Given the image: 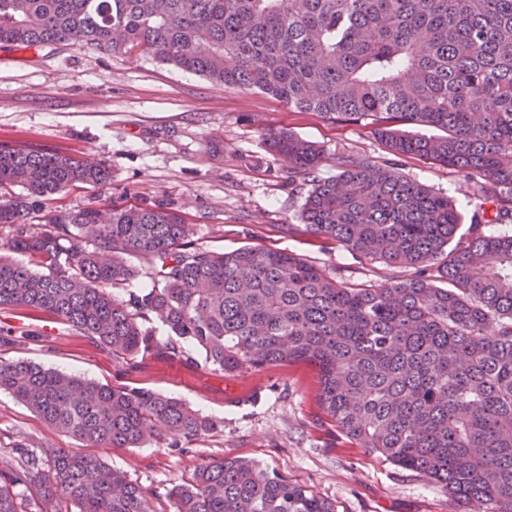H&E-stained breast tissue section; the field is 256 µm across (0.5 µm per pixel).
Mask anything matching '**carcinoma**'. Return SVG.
I'll return each instance as SVG.
<instances>
[{
  "mask_svg": "<svg viewBox=\"0 0 512 512\" xmlns=\"http://www.w3.org/2000/svg\"><path fill=\"white\" fill-rule=\"evenodd\" d=\"M69 42L138 51L210 81L333 121L372 120L394 153L463 173L496 203L463 233L454 201L401 173L322 150L288 129L264 135L308 186L305 229L370 261L416 270L383 288L338 281L272 248L192 246L184 218L151 207H51L111 179L102 162L0 144V307L63 320L125 362L154 357L233 376L307 361L340 436L440 486L466 512H512V0H0V46ZM404 125L441 134H412ZM40 214L38 223L33 215ZM496 231H488L489 227ZM21 254L27 261H18ZM150 262L152 286L132 258ZM158 318L160 341L146 326ZM0 391L51 428L100 448H140L218 428L182 400L0 359ZM0 469V512L66 502L75 512H154L145 491L81 448ZM172 512H336L306 487L241 458L173 485Z\"/></svg>",
  "mask_w": 512,
  "mask_h": 512,
  "instance_id": "cac0c4a2",
  "label": "carcinoma"
}]
</instances>
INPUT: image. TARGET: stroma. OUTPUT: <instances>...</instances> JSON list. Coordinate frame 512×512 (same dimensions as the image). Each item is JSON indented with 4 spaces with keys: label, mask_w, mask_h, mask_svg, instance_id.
Segmentation results:
<instances>
[{
    "label": "stroma",
    "mask_w": 512,
    "mask_h": 512,
    "mask_svg": "<svg viewBox=\"0 0 512 512\" xmlns=\"http://www.w3.org/2000/svg\"><path fill=\"white\" fill-rule=\"evenodd\" d=\"M281 128L322 149V176L336 175L338 158L354 156L452 196L463 220L478 208L494 209L493 202L465 197L456 169L390 152L366 119L334 122L136 52L111 56L78 44L0 48V143L102 160L111 169L109 184L71 189L60 206L163 200L183 215L189 240L204 250L281 249L365 288L412 276V269L360 258L305 230L299 218L305 189L289 183L287 162L268 154L262 141L264 132ZM182 348L193 364L148 357L131 366L54 316L0 309V358L171 394L218 421L214 432L175 446L165 440L98 449L105 463L150 494L155 512H171L169 488L200 463L221 457L257 461L332 503L336 512H462L420 474L340 439L319 406L320 379L312 364L227 377L206 366L193 344ZM236 385L251 387L253 396L226 402V391ZM74 445L0 392V466L17 464L27 452Z\"/></svg>",
    "instance_id": "1"
}]
</instances>
